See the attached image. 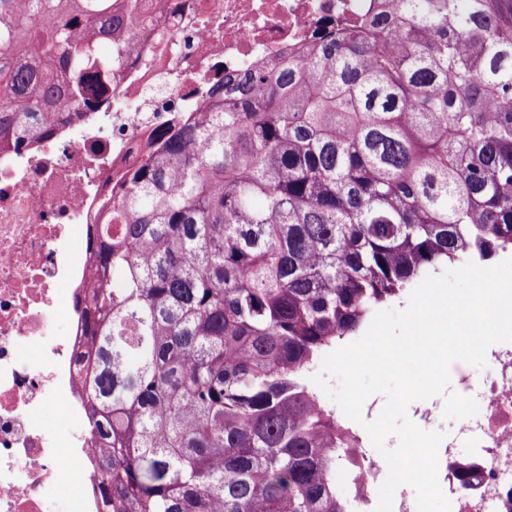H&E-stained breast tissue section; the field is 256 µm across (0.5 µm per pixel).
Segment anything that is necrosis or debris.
Returning a JSON list of instances; mask_svg holds the SVG:
<instances>
[{"mask_svg":"<svg viewBox=\"0 0 512 512\" xmlns=\"http://www.w3.org/2000/svg\"><path fill=\"white\" fill-rule=\"evenodd\" d=\"M380 0H143L142 15L163 41L139 42L106 96L90 98L80 127L59 111V129L40 145L0 155V512H100L87 468L96 438L80 405L77 363L89 279L87 226L120 175L145 159L150 130L173 113L196 112L211 91L232 88L279 52L299 61L327 20L371 17ZM66 315L68 337L51 338ZM455 391L479 412L457 421L441 445L439 482L452 512H512V343L487 352L480 377L454 369ZM64 400L75 425L48 435L40 413ZM473 452L463 456L460 443ZM372 512L388 474L367 433L356 451ZM76 477L60 478L61 469Z\"/></svg>","mask_w":512,"mask_h":512,"instance_id":"4bbe7bcc","label":"necrosis or debris"}]
</instances>
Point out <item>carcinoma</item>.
<instances>
[{"instance_id":"carcinoma-1","label":"carcinoma","mask_w":512,"mask_h":512,"mask_svg":"<svg viewBox=\"0 0 512 512\" xmlns=\"http://www.w3.org/2000/svg\"><path fill=\"white\" fill-rule=\"evenodd\" d=\"M386 2L155 130L90 225L103 512H354L356 433L311 368L419 278L512 250V0ZM139 8L0 0L1 152L110 91Z\"/></svg>"}]
</instances>
